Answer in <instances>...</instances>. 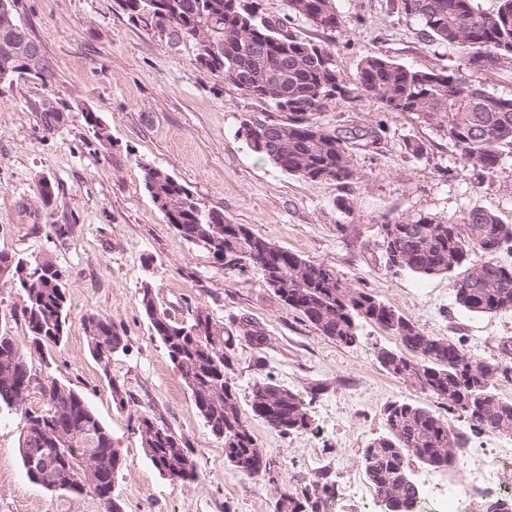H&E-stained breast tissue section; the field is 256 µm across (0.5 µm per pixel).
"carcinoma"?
<instances>
[{"mask_svg": "<svg viewBox=\"0 0 512 512\" xmlns=\"http://www.w3.org/2000/svg\"><path fill=\"white\" fill-rule=\"evenodd\" d=\"M17 0H0V74L7 73L0 93L11 90L14 77L30 74L43 84L55 82V70L44 51L43 65L29 69L27 49L34 44L17 21ZM129 17L153 25L166 40L182 36L196 46L197 64L217 78L284 113V120H244L239 132L248 147L282 171L311 182L346 184L354 177L345 149L373 150L386 134L383 123L330 127L319 114L331 104L364 99L386 112H400L430 122L455 148L459 159L483 180L494 174L504 153H512V95L488 90L486 83L512 79V0H498L491 12H480L473 0H390L391 9L419 21L430 41L458 48L462 63L454 70L416 69L378 55L364 56L353 83L340 80L333 55L324 46L298 36L290 21L303 18L324 32L343 26L334 0H286L281 18L262 15L261 0H120ZM143 182L166 222L188 242L208 251L214 263L259 274L287 308L320 334L348 347L358 341L359 321H371L397 336L405 351H378L380 364L465 416L475 433L512 435V401L497 388L512 376V337L499 341L500 361L487 362L447 339L428 336L411 319L360 288H351L336 273L233 224L224 212L202 206L168 173L142 165ZM377 242L385 267L419 277L445 276L455 304L476 315L512 311V266L497 260L512 251V224L493 212L475 209L456 224L425 215L397 217L380 225ZM478 255L481 261L472 262ZM0 281L21 291L22 316L30 345L60 344L67 311L61 275L46 260L26 259L0 251ZM141 307L153 334L179 368L185 386L214 436L224 441V459L239 472L256 476L271 460L248 425L238 396L228 381L230 341L224 323L203 306L191 311L189 323L158 304L151 287L142 288ZM238 336L259 349L266 335L244 316H229ZM93 358L107 367L126 347L112 321L90 315L85 321ZM476 374L492 375L484 385L471 384ZM39 389L45 405H24L30 389ZM0 407L20 412L19 453L26 476L48 491L80 495L97 480L93 495L112 510V484L120 456L111 434L71 388L33 373L23 347L0 333ZM253 416L282 435L305 430L310 415L290 389L273 381L255 384L250 396ZM385 431L362 456L365 475L377 498L394 499L413 512L421 489L408 461L435 468L456 461L465 439L448 419L420 403L392 402L384 409ZM136 431L146 455L162 475L184 479L195 462L184 439L137 417Z\"/></svg>", "mask_w": 512, "mask_h": 512, "instance_id": "obj_1", "label": "carcinoma"}]
</instances>
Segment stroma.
I'll return each instance as SVG.
<instances>
[{
	"label": "stroma",
	"instance_id": "1",
	"mask_svg": "<svg viewBox=\"0 0 512 512\" xmlns=\"http://www.w3.org/2000/svg\"><path fill=\"white\" fill-rule=\"evenodd\" d=\"M344 25L325 35L303 19L301 37L328 46L340 79L353 82L360 59L380 55L418 69L456 67L458 50L420 37L419 23L392 12L389 0H335ZM18 20L38 42L56 73L52 84L26 76L0 94V251L49 260L61 273L68 321L62 344L28 350L33 371L70 386L111 433L122 467L112 497L122 512H277L282 497L310 499L313 512H381L363 467L367 444L384 430L393 401L426 402L416 387L395 378L377 352L401 350L396 336L362 323L356 346L322 336L286 308L254 273L214 264L184 240L144 189L142 164L172 175L207 207L279 247L333 269L415 321L428 335L462 345L496 362L501 338L512 337V312L475 315L458 307L444 277L420 278L386 269L378 252L384 219L427 215L453 223L473 209L512 224V154L477 180L447 139L428 124L384 111L377 103L332 105L319 119L331 126L383 122L377 150L348 147L351 183L311 182L260 159L239 135L244 118L272 113L264 102L216 78L195 62V47H171L119 0H19ZM61 111L54 130L39 114ZM94 113L110 141L84 121ZM423 141V156H408L406 141ZM54 195L43 203L40 180ZM348 198L342 211L339 198ZM151 285L163 306L188 318V304L216 320L245 314L270 341L263 351L235 344L229 380L242 411L254 384L291 389L311 416L308 430L282 435L258 418L249 424L273 464L251 477L227 466L224 445L205 426L181 372L153 336L139 303ZM108 317L126 349L103 367L89 352L85 319ZM131 399L117 406L110 385ZM148 414L186 440L197 475L170 479L153 467L136 432ZM19 413L0 409V512H105L92 494L50 492L28 480L19 454ZM467 443L444 482L462 483L475 460L494 451L490 435L450 416ZM327 492H314V482Z\"/></svg>",
	"mask_w": 512,
	"mask_h": 512
}]
</instances>
